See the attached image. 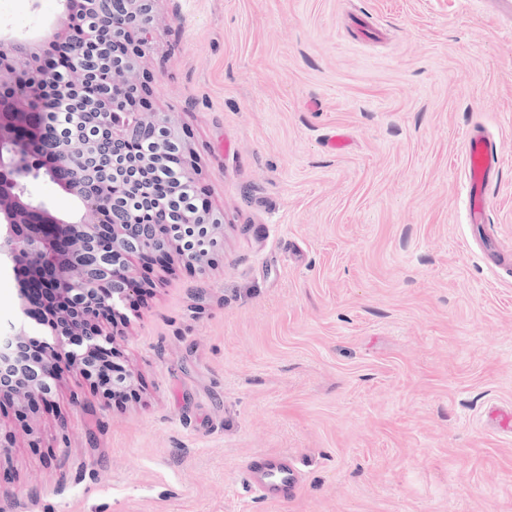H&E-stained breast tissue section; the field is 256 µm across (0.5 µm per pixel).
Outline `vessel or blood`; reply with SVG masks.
<instances>
[{"label": "vessel or blood", "instance_id": "obj_1", "mask_svg": "<svg viewBox=\"0 0 512 512\" xmlns=\"http://www.w3.org/2000/svg\"><path fill=\"white\" fill-rule=\"evenodd\" d=\"M465 201L468 221L482 224L486 221L487 201L484 189L496 174L497 155L491 141L481 133L468 134L465 139ZM249 485L257 487L262 496L284 499L298 485L299 475L288 457H257L245 469Z\"/></svg>", "mask_w": 512, "mask_h": 512}]
</instances>
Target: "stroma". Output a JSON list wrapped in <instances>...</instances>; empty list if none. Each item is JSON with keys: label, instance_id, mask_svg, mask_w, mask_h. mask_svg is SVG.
Listing matches in <instances>:
<instances>
[{"label": "stroma", "instance_id": "1", "mask_svg": "<svg viewBox=\"0 0 512 512\" xmlns=\"http://www.w3.org/2000/svg\"><path fill=\"white\" fill-rule=\"evenodd\" d=\"M66 7L0 0V39ZM141 68L224 252L155 266L112 324L127 398L0 402V512H512V0H156ZM25 312L0 267V337ZM280 453L301 483L262 498L243 466ZM465 201L468 223L485 224L487 201L484 189L496 174L497 154L492 142L474 132L465 139Z\"/></svg>", "mask_w": 512, "mask_h": 512}]
</instances>
